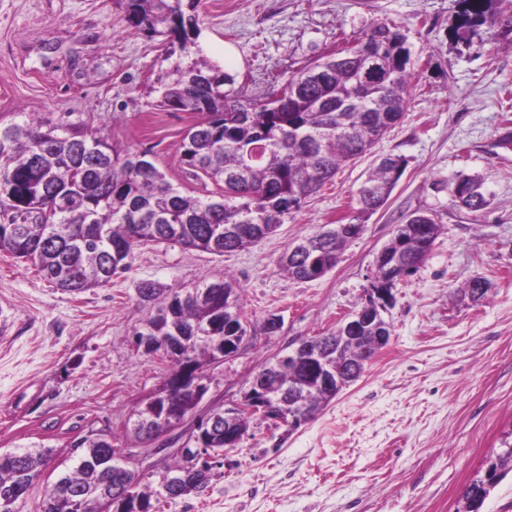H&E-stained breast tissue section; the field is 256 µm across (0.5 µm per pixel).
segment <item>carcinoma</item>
I'll list each match as a JSON object with an SVG mask.
<instances>
[{
	"label": "carcinoma",
	"instance_id": "1",
	"mask_svg": "<svg viewBox=\"0 0 512 512\" xmlns=\"http://www.w3.org/2000/svg\"><path fill=\"white\" fill-rule=\"evenodd\" d=\"M491 2L462 0L458 39L483 24ZM115 4L136 31L178 39L167 46L177 60L158 79L157 106L192 116L178 146L180 162L190 177L219 186L221 193H182L152 151L121 147L80 112L65 121L47 116L0 125V251L31 262L63 292L105 285L131 267L135 250L147 242L222 255L262 241L402 117L411 53L405 35L386 25L373 26L351 48L315 59L266 98L244 102L235 75L204 57L195 42L199 0ZM398 160L383 157L370 170L357 191L360 214L386 204L401 177ZM444 188L461 209L477 212L489 203L474 176L458 174ZM438 235L432 215H408L377 259L372 286L409 273L410 265L419 267ZM351 239L345 225L336 224L328 234L307 237L311 247L287 250L278 265L298 280L309 278L311 264L328 273ZM138 295L158 301L156 314L135 333L138 344L147 353L167 344L166 357L174 364V372L134 413L131 432L144 443L171 430L172 415L195 412L201 395L191 381L203 379L204 365L224 355V337L235 334L241 308L239 293L224 275L164 297L145 283ZM343 330L311 340L329 348L326 359L334 366H346L358 351L372 359L373 333L364 331L352 342ZM256 377L272 393L277 412L288 409V396L296 392L313 420L336 397L334 389L302 386L303 369L288 361H267ZM206 447L219 450L214 465H224L221 406L210 409ZM72 448L75 463L45 494L43 512H96L105 499L110 512H161L170 501L206 487L213 476V465L191 467L179 456L153 483L147 475L121 470L112 457L117 445L104 433H89ZM50 454L49 448L29 447L0 453V503L12 498L9 512H21L25 498L13 493L31 487ZM510 472L512 430L466 485L456 512L473 499L486 500Z\"/></svg>",
	"mask_w": 512,
	"mask_h": 512
}]
</instances>
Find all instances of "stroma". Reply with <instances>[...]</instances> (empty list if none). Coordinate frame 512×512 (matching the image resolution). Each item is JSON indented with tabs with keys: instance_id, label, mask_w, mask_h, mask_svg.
<instances>
[{
	"instance_id": "obj_1",
	"label": "stroma",
	"mask_w": 512,
	"mask_h": 512,
	"mask_svg": "<svg viewBox=\"0 0 512 512\" xmlns=\"http://www.w3.org/2000/svg\"><path fill=\"white\" fill-rule=\"evenodd\" d=\"M197 12L203 55L236 74L246 100L373 25L396 27L411 53L404 114L242 250L220 256L149 242L126 272L78 295L0 252V452L53 450L22 512H41L48 482L88 431L134 446L125 424L171 371L135 345L156 312L138 298L142 282L191 288L225 272L239 286L249 337L236 358L205 366L202 416L239 401L266 360L334 333L359 310L396 224L422 211L440 234L393 288L390 342L361 378L293 433L253 419L228 466L164 512H455L512 430V35L488 23L470 42L455 41L458 0H201ZM171 65L162 38L130 28L113 0H0V122L23 112L93 114L104 135L153 149L189 188L177 148L190 118L156 105L154 86ZM386 155L404 158V172L382 208L359 215L356 191ZM462 172L482 180L485 209L453 205L444 185ZM339 218L365 229L329 273L301 281L280 270L292 243ZM475 278L489 284L477 301L465 292ZM272 314L282 328L270 336L263 325Z\"/></svg>"
}]
</instances>
